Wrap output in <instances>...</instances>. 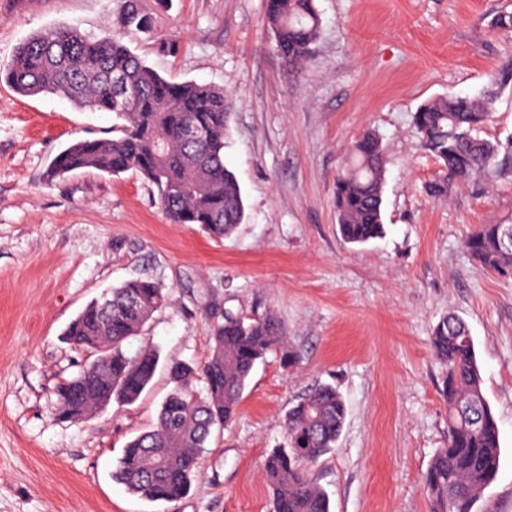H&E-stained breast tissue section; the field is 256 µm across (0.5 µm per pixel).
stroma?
<instances>
[{
  "label": "stroma",
  "mask_w": 512,
  "mask_h": 512,
  "mask_svg": "<svg viewBox=\"0 0 512 512\" xmlns=\"http://www.w3.org/2000/svg\"><path fill=\"white\" fill-rule=\"evenodd\" d=\"M265 2L141 0L148 25L122 34L163 76L229 97L224 164L245 219L221 241L169 223L135 172L47 181L60 150L111 136L115 119L0 83V512H270L263 460L284 446L295 399L322 384L347 405L335 448L308 471L331 512H428L422 476L448 443L430 336L448 314L474 339L500 431L499 473L477 508L512 512V280L464 246L479 225L512 224V162L433 199L423 185L439 166L413 124L423 103L479 94L512 60V33L491 26L512 0H316L320 33L299 70L277 52ZM117 11L116 0H0V64L58 24L114 29ZM367 130L386 158L384 233L354 246L336 231L333 187ZM137 276L167 303L129 349H158L162 365L134 404L59 419L57 387L92 360L64 342L66 327ZM227 311L274 315L284 349L257 365L186 496L129 493L112 473L173 388L166 362L202 364Z\"/></svg>",
  "instance_id": "1"
}]
</instances>
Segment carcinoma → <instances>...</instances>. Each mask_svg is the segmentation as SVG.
Masks as SVG:
<instances>
[{"instance_id":"carcinoma-1","label":"carcinoma","mask_w":512,"mask_h":512,"mask_svg":"<svg viewBox=\"0 0 512 512\" xmlns=\"http://www.w3.org/2000/svg\"><path fill=\"white\" fill-rule=\"evenodd\" d=\"M266 21L285 61L301 69L321 27L315 0H267ZM146 23L139 0H118L116 24ZM123 79L129 94L116 90ZM512 67L490 76L481 97L429 101L413 121L425 147L440 165L426 184L435 199L448 189L489 171L498 155L512 151L474 132L491 117L496 90ZM0 81L25 96L54 95L78 107L115 116L112 137L85 138L67 145L52 160L49 181L79 169L110 175L133 171L157 192L156 201L172 224H198L214 239L230 236L242 223L244 205L234 174L224 165V137L230 112L224 90L160 75L112 35L89 37L59 25L18 44ZM194 129L202 139L192 141ZM385 160L380 137L371 131L354 140L336 175L333 207L337 230L348 244L382 236ZM512 224H481L465 240L480 266L512 278ZM166 295L148 277H136L87 305L68 325L63 340L90 351L95 361L56 391L58 417L86 419L112 403H135L151 382L160 356L153 348L131 354L125 347L141 334ZM211 351L200 367L167 363L175 389L161 403L154 427L130 440L112 477L150 501L175 502L191 488L213 429L232 423L257 363L284 345L272 315L251 318L224 313L210 336ZM431 348L446 367L443 396L448 404V444L423 475L428 512H477L476 503L496 479L501 445L495 413L482 391L475 344L465 323L442 318L432 329ZM347 414L336 387L322 385L299 397L285 418L286 446L273 450L263 469L271 489L272 512H331L326 493L307 469L335 447Z\"/></svg>"}]
</instances>
